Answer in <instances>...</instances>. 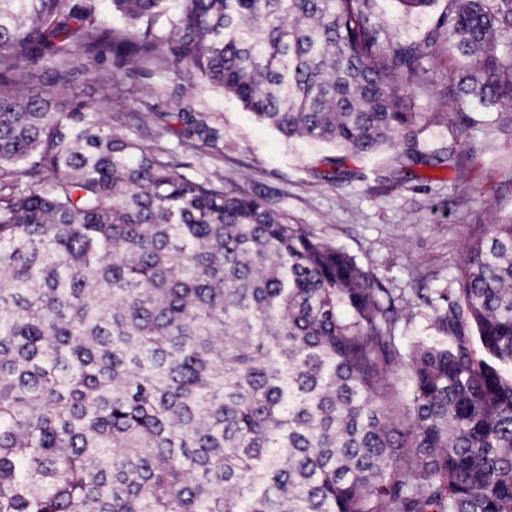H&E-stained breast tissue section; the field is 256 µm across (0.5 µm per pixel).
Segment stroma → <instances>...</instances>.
<instances>
[{"instance_id": "35a3bbf8", "label": "stroma", "mask_w": 512, "mask_h": 512, "mask_svg": "<svg viewBox=\"0 0 512 512\" xmlns=\"http://www.w3.org/2000/svg\"><path fill=\"white\" fill-rule=\"evenodd\" d=\"M374 11L380 19H395L397 35L410 39L421 37L437 18L433 11L400 12L396 0H374ZM456 67L455 57H441L433 65L439 77L435 95L407 91L403 108L447 113V122L428 123L417 141L427 154L456 145L459 161L453 167H420L422 181L404 185L380 178L393 155L389 149L371 159L347 157L346 167L357 170L359 179L324 180L326 161L339 156V149L286 139L214 88L183 100L223 131L220 149L191 157L175 134L155 141L137 116L144 103L166 99L169 82L161 74L141 78L138 93L125 102L124 131L147 146L162 144L174 160L191 162L193 175L218 177L226 192L260 197L291 223L354 255L396 298L397 342L405 348L431 335L433 308L441 291L456 288L466 244L492 220L512 219V193L504 186L512 177V102L488 107L460 97L440 80ZM461 111L473 122L462 140L455 124Z\"/></svg>"}]
</instances>
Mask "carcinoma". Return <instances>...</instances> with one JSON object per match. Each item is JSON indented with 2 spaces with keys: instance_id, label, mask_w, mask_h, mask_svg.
Wrapping results in <instances>:
<instances>
[{
  "instance_id": "obj_1",
  "label": "carcinoma",
  "mask_w": 512,
  "mask_h": 512,
  "mask_svg": "<svg viewBox=\"0 0 512 512\" xmlns=\"http://www.w3.org/2000/svg\"><path fill=\"white\" fill-rule=\"evenodd\" d=\"M399 2L444 7L411 40L373 0H0V512H512L511 221L404 352L353 255L121 130L167 74L288 138L402 145L389 174L414 178L401 91L449 53L445 82L511 103L512 0ZM173 120L224 139L189 105L140 113L158 141Z\"/></svg>"
}]
</instances>
